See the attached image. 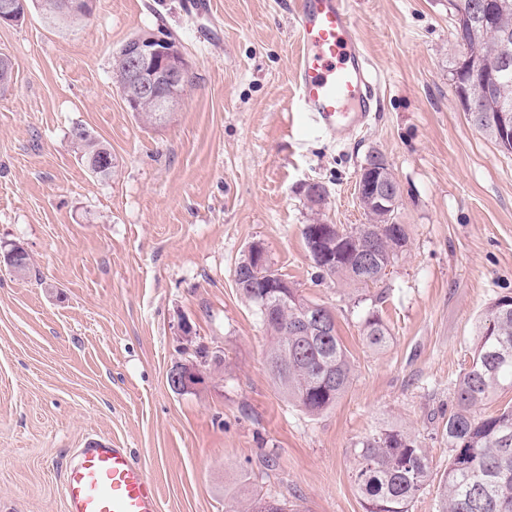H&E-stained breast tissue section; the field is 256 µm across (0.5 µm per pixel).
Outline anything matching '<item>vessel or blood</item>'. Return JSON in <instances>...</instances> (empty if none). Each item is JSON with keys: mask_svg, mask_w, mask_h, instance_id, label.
<instances>
[{"mask_svg": "<svg viewBox=\"0 0 512 512\" xmlns=\"http://www.w3.org/2000/svg\"><path fill=\"white\" fill-rule=\"evenodd\" d=\"M297 111L302 121L344 142L370 122L371 65L359 45L350 0H298ZM67 512H161L156 488L127 449L93 439L64 476Z\"/></svg>", "mask_w": 512, "mask_h": 512, "instance_id": "1", "label": "vessel or blood"}]
</instances>
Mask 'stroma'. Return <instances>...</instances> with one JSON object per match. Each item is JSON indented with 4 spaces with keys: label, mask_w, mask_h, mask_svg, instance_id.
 I'll return each mask as SVG.
<instances>
[{
    "label": "stroma",
    "mask_w": 512,
    "mask_h": 512,
    "mask_svg": "<svg viewBox=\"0 0 512 512\" xmlns=\"http://www.w3.org/2000/svg\"><path fill=\"white\" fill-rule=\"evenodd\" d=\"M296 2L98 0L70 28L35 10L0 26L14 66L0 94V244L32 261L25 276L0 268V512H65L64 469L91 439L130 450L162 512H232L254 490L290 512H365L351 450L389 424L430 462L411 512H438L452 386L478 319L512 293V153L453 93L448 0H351L377 74L373 118L341 145L299 129ZM158 31L181 44L192 85L147 128L112 57ZM77 126L111 148L110 176L89 171ZM372 151L400 183L407 245L377 284L316 280L302 229L366 223L355 179ZM308 182L328 190L320 212ZM255 241L336 315L354 380L322 414L271 379L269 337L235 284ZM371 309L391 334L379 353L362 338ZM201 349L220 365L174 393L170 367Z\"/></svg>",
    "instance_id": "stroma-1"
}]
</instances>
